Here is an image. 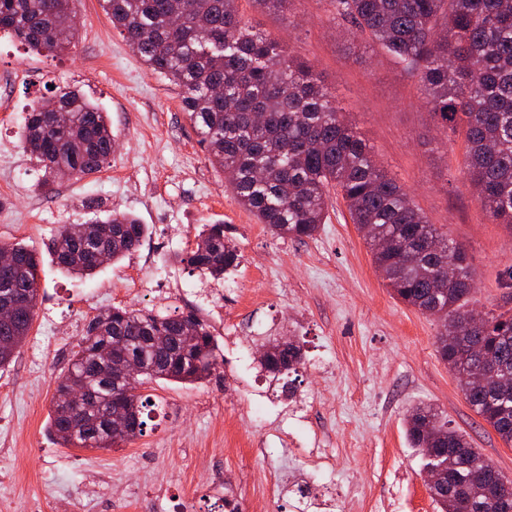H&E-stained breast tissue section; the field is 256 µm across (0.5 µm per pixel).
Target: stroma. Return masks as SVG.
<instances>
[{
    "label": "stroma",
    "mask_w": 512,
    "mask_h": 512,
    "mask_svg": "<svg viewBox=\"0 0 512 512\" xmlns=\"http://www.w3.org/2000/svg\"><path fill=\"white\" fill-rule=\"evenodd\" d=\"M75 45L54 56L0 33V242L42 260L31 330L0 367V512H435L425 460L404 420L417 406L452 428L506 476L512 446L465 400L437 351L439 322L396 299L342 199L303 240L278 238L236 200L181 105V89L127 46L99 0H73ZM245 21L309 60L388 175L430 223L463 244L475 273L470 305L512 303V229L492 223L461 173L463 139L447 141L421 103L420 83L385 51L360 44L326 0H292L287 14L239 0ZM79 88L112 125L109 165L89 178L39 186L20 142L29 103L54 86ZM99 210L148 227L138 251L89 279L63 275L48 252L66 224ZM223 224L240 266L217 282L183 258L205 224ZM121 306L195 311L220 349L203 383L147 384L156 428L111 449L65 448L48 434L58 381L87 323ZM296 337L303 360L293 398L261 371L267 338Z\"/></svg>",
    "instance_id": "1"
}]
</instances>
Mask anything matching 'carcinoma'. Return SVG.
I'll return each instance as SVG.
<instances>
[{"instance_id":"cac0c4a2","label":"carcinoma","mask_w":512,"mask_h":512,"mask_svg":"<svg viewBox=\"0 0 512 512\" xmlns=\"http://www.w3.org/2000/svg\"><path fill=\"white\" fill-rule=\"evenodd\" d=\"M73 0H0V31L38 52L61 53L76 32ZM107 20L146 65L182 89V105L213 164L228 171L237 201L281 238L312 237L328 218L334 190L364 236L374 263L403 303L442 321L437 337L441 358L456 372L473 410L512 445V310L485 313L480 324L466 320L475 287L466 250L428 222L411 196L374 159L372 151L336 107L314 64L276 38L256 36L242 19L239 0H101ZM334 18L355 27L365 42L392 55L416 74L429 112L466 145L463 173L489 219L512 224V0H330ZM58 114L43 103L29 105L21 128L23 148L43 170L41 185L63 168L81 177L100 172L114 138L107 113L80 90L56 88ZM84 237L78 225L64 226L52 241L57 268L70 277L94 276L93 251L106 249L118 262L136 250L146 225L127 212L112 211L91 221ZM9 248L12 266H0V286L26 299L14 318L0 323V344L26 337L40 288L38 253L21 244ZM192 270L216 281L239 264V253L224 225L204 224L187 257ZM453 264L458 280L445 281ZM186 325L197 343L182 347ZM170 336L158 350L151 333ZM126 339L125 352L145 366L130 395L137 428L147 432L156 404L141 391L167 380L196 384L217 365L218 344L210 326L195 313H163L112 307L86 325L67 373L57 384L49 434L66 448L115 446L102 417L124 357L92 362L90 353ZM87 389L72 407L67 392ZM410 447L430 449L429 463L442 465L445 486L432 496L439 512H463L467 496L486 505L483 512H512V496L499 488L502 472L487 461L466 435L448 426L433 407H415L406 416Z\"/></svg>"}]
</instances>
